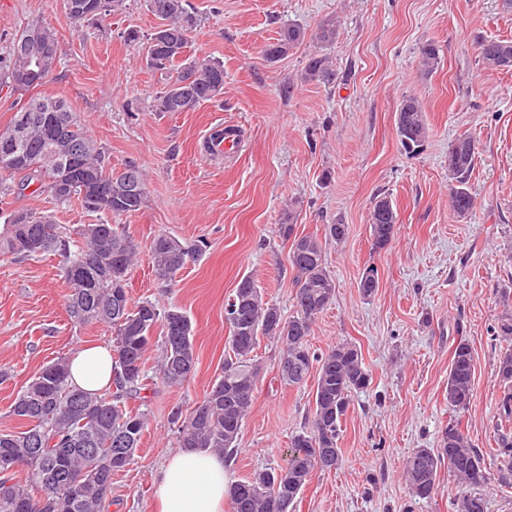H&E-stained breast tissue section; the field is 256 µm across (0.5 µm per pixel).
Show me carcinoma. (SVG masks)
I'll list each match as a JSON object with an SVG mask.
<instances>
[{
	"mask_svg": "<svg viewBox=\"0 0 512 512\" xmlns=\"http://www.w3.org/2000/svg\"><path fill=\"white\" fill-rule=\"evenodd\" d=\"M97 0H64L76 23L96 21ZM160 20L147 37V67L168 76L164 91L155 98L156 112H188L202 102L224 94V64L186 55L192 34L200 25L186 0H148ZM337 22L322 21L315 38L322 44L336 39ZM306 31L288 24L278 38L264 47L269 61H277L302 44ZM58 45L49 27L31 23L14 38L6 61V83L19 73L31 77L16 91L24 95L43 85L58 60L43 56ZM482 64L491 70L512 69V41L490 39L480 43ZM332 60L325 54L310 56L302 79L317 84L334 82ZM25 122V144L15 149L4 136ZM396 135L407 153L419 151L428 136L426 114L415 97L404 98L395 115ZM477 147L469 136L457 137L448 148V197L453 213H472L474 198L469 182L476 164ZM118 176L109 167L103 147L90 136L65 101L31 95L0 131V205L20 196L29 187L58 205L74 200L88 212L98 213V224H84L72 234L50 215L30 209L1 212L0 255L33 256L54 253L68 287L67 308L78 326L103 325L112 329L113 386L88 393L69 383L68 358L44 366L23 387L11 406L15 430L0 432V512H105L110 505L112 475L135 459L148 428L145 392L153 379L166 387L183 384L195 372L197 358L194 328L177 308L162 309L153 302L130 303L128 280L138 256V245L112 220L142 209L147 199L146 174L135 164ZM108 196L106 205L91 208L94 195ZM373 248H388L397 233L398 213L387 195L375 198L369 212ZM296 212L281 218L279 234L291 242L288 263L293 273V315L284 317L279 307L263 300L255 281L244 276L228 301L227 355L221 373L204 397L188 413L172 412L182 448L206 449L233 463L237 441L254 402L260 367L254 352L260 339L281 345V381L297 386L315 374L314 406L307 426L291 440L297 456L282 467H270L229 486L230 512H296L301 494L314 473L337 468L341 461L339 440L343 417L352 393L364 392L372 374L361 349L343 341L316 354L309 337L319 315L335 295L336 282L328 266L323 242H341L345 224L324 225V239L295 231ZM199 254V245L182 243L165 233L151 244L156 278L171 282ZM378 269L367 266L357 283L369 298L379 288ZM161 328V353L154 375L146 367L153 333ZM496 376L501 395L497 403V440L494 448L474 445L454 418L442 433L441 447L418 448L407 458L405 482L411 497L431 500L439 491L442 463L448 464L460 488L456 512H488L483 489L495 483L512 489V348L500 350ZM475 395L472 348L463 336L451 351L448 371V408L460 414Z\"/></svg>",
	"mask_w": 512,
	"mask_h": 512,
	"instance_id": "obj_1",
	"label": "carcinoma"
}]
</instances>
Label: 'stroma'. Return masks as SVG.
<instances>
[{
    "mask_svg": "<svg viewBox=\"0 0 512 512\" xmlns=\"http://www.w3.org/2000/svg\"><path fill=\"white\" fill-rule=\"evenodd\" d=\"M200 25L190 55L224 64V95L189 112L154 111L166 84L145 63L144 43L127 30L153 32L147 0L76 24L63 0H0V57L13 37L39 22L58 38L59 64L42 94L64 99L104 148L113 169L136 164L147 175L144 207L122 221L139 255L128 283L133 304L176 307L195 329L197 364L178 387L158 386L148 402L149 426L135 459L112 477L108 512H156L154 483L179 449L173 410L189 411L224 362V305L251 276L266 301L294 310L290 244L278 232L287 208L296 229L322 233L340 222V243H328L336 293L310 337L321 352L347 340L361 348L373 382L353 393L340 440L341 467L318 472L296 512H455L456 483L440 471L431 501L411 500L403 471L418 448L436 449L448 425L451 346L464 335L475 359V397L462 427L482 448L493 447L500 389L496 360L504 343L493 328L512 306V70L485 68L479 44L512 40V7L504 0H188ZM337 21L336 40L317 42L319 23ZM307 36L271 62L263 49L280 27ZM434 44L440 63L425 72L420 49ZM327 53L338 74L329 85L301 80L306 60ZM291 94H282L283 85ZM417 98L429 122L420 154H405L394 116ZM235 128L243 150L225 159L207 153L210 135ZM462 134L478 146L470 185L475 208L461 219L448 205V147ZM399 212L397 234L373 249L368 216L378 194ZM17 207L52 215L73 229L99 214L79 203L55 205L24 192ZM165 233L203 250L171 284L152 269L150 246ZM376 266L380 286L363 297L357 283ZM59 258L0 256V431L14 429L10 408L41 368L81 348L111 342L101 326L73 325ZM281 346L261 340L253 407L237 442L230 480L288 462L292 436L313 411V381L288 386L279 377Z\"/></svg>",
    "mask_w": 512,
    "mask_h": 512,
    "instance_id": "obj_1",
    "label": "stroma"
}]
</instances>
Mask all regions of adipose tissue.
I'll return each instance as SVG.
<instances>
[{"instance_id":"ef3b65f1","label":"adipose tissue","mask_w":512,"mask_h":512,"mask_svg":"<svg viewBox=\"0 0 512 512\" xmlns=\"http://www.w3.org/2000/svg\"><path fill=\"white\" fill-rule=\"evenodd\" d=\"M112 347L80 349L69 360V381L94 393L112 386ZM228 468L223 457L182 450L170 455L156 476L157 512H225Z\"/></svg>"}]
</instances>
